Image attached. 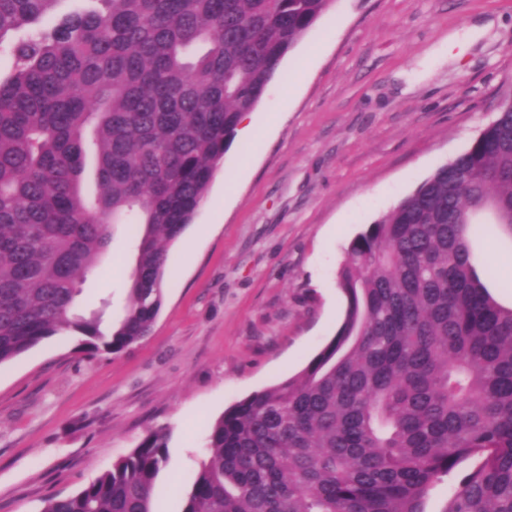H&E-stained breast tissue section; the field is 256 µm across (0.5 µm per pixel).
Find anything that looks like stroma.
I'll list each match as a JSON object with an SVG mask.
<instances>
[{"label":"stroma","mask_w":512,"mask_h":512,"mask_svg":"<svg viewBox=\"0 0 512 512\" xmlns=\"http://www.w3.org/2000/svg\"><path fill=\"white\" fill-rule=\"evenodd\" d=\"M482 25L473 43L450 32ZM512 98V0H336L283 58L195 219L169 247L150 334L89 357L68 332L0 365V512H40L169 434L153 512H182L211 424L298 374L334 336L349 242L465 149ZM486 285L512 305V237L475 238ZM130 228L75 300L123 319Z\"/></svg>","instance_id":"stroma-1"}]
</instances>
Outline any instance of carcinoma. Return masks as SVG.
<instances>
[{"label":"carcinoma","mask_w":512,"mask_h":512,"mask_svg":"<svg viewBox=\"0 0 512 512\" xmlns=\"http://www.w3.org/2000/svg\"><path fill=\"white\" fill-rule=\"evenodd\" d=\"M0 0V365L63 332L121 353L163 303L167 244L191 224L239 118L335 0ZM96 188H83L88 161ZM512 236V99L452 160L353 238L332 339L296 376L225 409L183 512H512V307L476 271L475 215ZM132 224L126 313L74 310L112 225ZM167 433L41 512H152Z\"/></svg>","instance_id":"1"}]
</instances>
